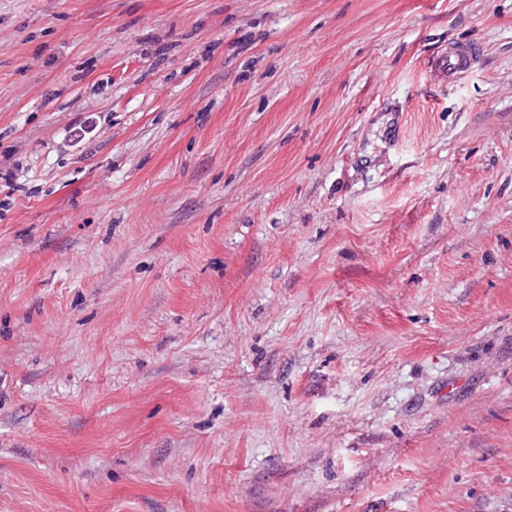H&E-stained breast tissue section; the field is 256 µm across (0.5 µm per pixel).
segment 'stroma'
<instances>
[{
    "label": "stroma",
    "instance_id": "obj_1",
    "mask_svg": "<svg viewBox=\"0 0 512 512\" xmlns=\"http://www.w3.org/2000/svg\"><path fill=\"white\" fill-rule=\"evenodd\" d=\"M0 512H512V0H0ZM434 66L448 77H455L465 72L470 66V56L467 48L459 46L448 53H442L434 58Z\"/></svg>",
    "mask_w": 512,
    "mask_h": 512
}]
</instances>
